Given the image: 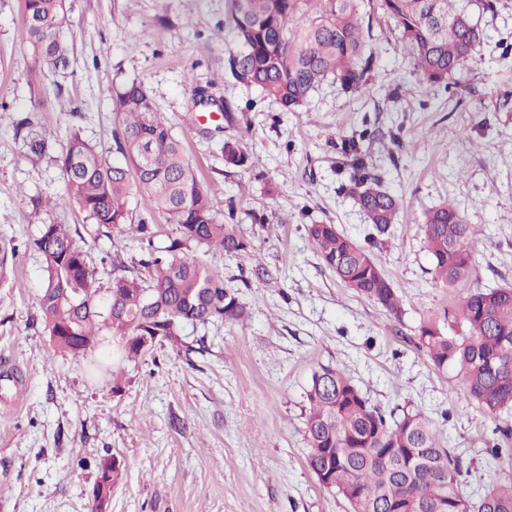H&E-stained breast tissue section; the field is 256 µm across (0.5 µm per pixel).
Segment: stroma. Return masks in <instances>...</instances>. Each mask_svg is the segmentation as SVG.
<instances>
[{
  "label": "stroma",
  "mask_w": 512,
  "mask_h": 512,
  "mask_svg": "<svg viewBox=\"0 0 512 512\" xmlns=\"http://www.w3.org/2000/svg\"><path fill=\"white\" fill-rule=\"evenodd\" d=\"M66 9L69 64L35 72L24 2L0 0V240L16 246L0 283V512H88L107 455L126 470L109 512H349L305 462V391L327 364L345 366L384 411L426 412L445 446L472 460L463 495L481 492L499 473L487 446L512 448V439L500 435L501 419L469 403L457 368L431 367L413 339L428 317L460 305L457 291L433 279L429 208L451 201L478 225L479 287L512 284V0L478 13L484 42L455 89L413 74L395 21L362 6L374 59L366 85L351 92L324 82L293 112L230 73L227 0H66ZM135 80L182 141L220 218L253 246L245 257L193 249L250 316L185 328L205 353L156 347L128 366L116 395L111 375L92 376L88 360L59 350L44 330L30 199L61 193L64 179L28 141L47 124L60 147L77 126L118 160L112 99ZM200 92L228 116L196 104ZM353 136L401 202L396 224L369 246L403 299L398 320L338 281L306 234L307 225L333 224L360 242L370 235L341 150ZM227 139L242 140L256 166H226ZM127 208L152 225L156 246L168 245L173 227L146 191L132 192ZM49 218L79 228L102 287L114 256L141 257L136 242L90 224L76 206Z\"/></svg>",
  "instance_id": "stroma-1"
}]
</instances>
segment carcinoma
Masks as SVG:
<instances>
[{
	"label": "carcinoma",
	"mask_w": 512,
	"mask_h": 512,
	"mask_svg": "<svg viewBox=\"0 0 512 512\" xmlns=\"http://www.w3.org/2000/svg\"><path fill=\"white\" fill-rule=\"evenodd\" d=\"M238 42L228 66L238 81L258 87L289 112L332 79L360 90L370 71L360 23L363 0H229ZM393 19L407 45L413 73L429 84L449 85L473 61L484 40L474 20L477 8L493 0H369ZM24 38L32 68L66 67L69 44L64 0H24ZM115 142L123 162L109 163L80 129L70 132L54 161L64 176L63 194L49 200L77 205L91 223L132 233L145 257L131 268L112 259L107 294L67 224L44 223L33 248L44 260L39 299L44 328L53 344L84 357L103 336L112 337V391L123 392L126 364L142 359L165 341L182 344L184 327L247 315L236 293L195 256L206 245L226 256L249 253L251 243L220 220L183 153L181 141L163 119L144 85L123 87L113 99ZM352 155L350 191L372 228L384 234L396 223L399 199L371 175L358 142L344 143ZM225 165L247 168L255 157L241 142L226 140ZM145 190L174 226L175 238L157 248L145 221L128 222L125 203L133 189ZM425 239L434 278L458 291L460 329L437 317L421 323L417 349L430 365L459 368L470 401L485 413L504 416L498 431L512 435V287L474 285L471 243L478 229L448 202L424 216ZM306 232L324 265L346 287L403 315L401 297L366 247L333 224H309ZM306 464L321 487L347 502L350 512H512V474L493 479L483 494L460 491L464 462L444 446L425 412L405 408L387 414L372 404L339 365L314 371L306 390ZM122 464L105 457L90 493V512H107Z\"/></svg>",
	"instance_id": "cac0c4a2"
}]
</instances>
